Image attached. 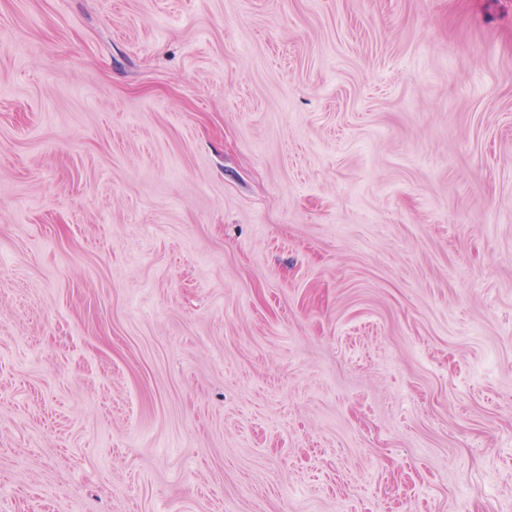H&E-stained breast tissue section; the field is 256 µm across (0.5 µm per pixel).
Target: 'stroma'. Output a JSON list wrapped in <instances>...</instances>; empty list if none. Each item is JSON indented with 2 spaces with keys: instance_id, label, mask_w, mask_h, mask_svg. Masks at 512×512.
<instances>
[{
  "instance_id": "obj_1",
  "label": "stroma",
  "mask_w": 512,
  "mask_h": 512,
  "mask_svg": "<svg viewBox=\"0 0 512 512\" xmlns=\"http://www.w3.org/2000/svg\"><path fill=\"white\" fill-rule=\"evenodd\" d=\"M0 512H512V0H0Z\"/></svg>"
}]
</instances>
